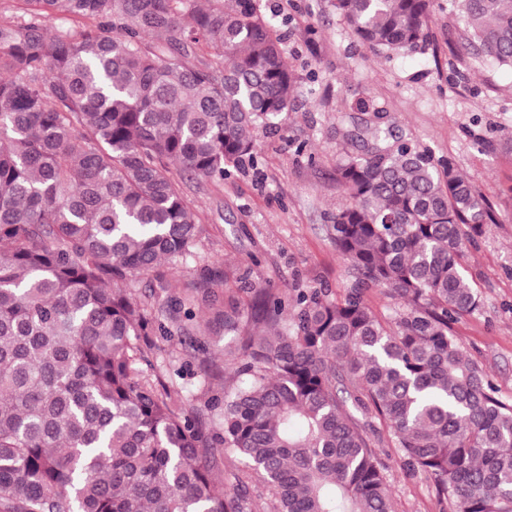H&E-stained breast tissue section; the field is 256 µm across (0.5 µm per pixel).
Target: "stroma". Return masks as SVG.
Segmentation results:
<instances>
[{
	"label": "stroma",
	"instance_id": "stroma-1",
	"mask_svg": "<svg viewBox=\"0 0 512 512\" xmlns=\"http://www.w3.org/2000/svg\"><path fill=\"white\" fill-rule=\"evenodd\" d=\"M258 5L282 34L298 76L281 130L260 137L257 165L221 183L184 182L201 227L196 256L170 270L168 292L154 272L139 274L137 295L164 311L169 292L200 287L206 270L215 273V288L227 292L249 283L276 293L322 285L341 295L352 278L338 258L329 220L347 200L336 165L376 130L388 129L394 140L452 159L494 209L495 223L483 225L464 263L482 307L461 316L453 333L497 396L512 403V71L468 53L465 19L448 0H431L429 39L408 53L362 46L332 0ZM160 346L143 371L171 383L178 401H202L235 386L230 370L202 386L191 348L175 338ZM370 438L396 512H449L433 478L405 465L384 425Z\"/></svg>",
	"mask_w": 512,
	"mask_h": 512
}]
</instances>
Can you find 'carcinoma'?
<instances>
[{
	"label": "carcinoma",
	"mask_w": 512,
	"mask_h": 512,
	"mask_svg": "<svg viewBox=\"0 0 512 512\" xmlns=\"http://www.w3.org/2000/svg\"><path fill=\"white\" fill-rule=\"evenodd\" d=\"M0 24V512H394L383 423L451 512H512V404L452 325L480 308L462 261L495 222L450 159L387 136L336 167L353 274L328 288L212 289L238 384L186 407L140 363L178 335L224 371L191 304L159 318L133 277L193 255L173 169L220 183L257 161L296 75L257 0H13ZM473 54L512 69V0H453ZM375 51L429 38L430 0H335ZM207 49L222 64L194 62ZM396 300L385 320L366 294ZM250 477L217 481L218 461Z\"/></svg>",
	"instance_id": "obj_1"
}]
</instances>
